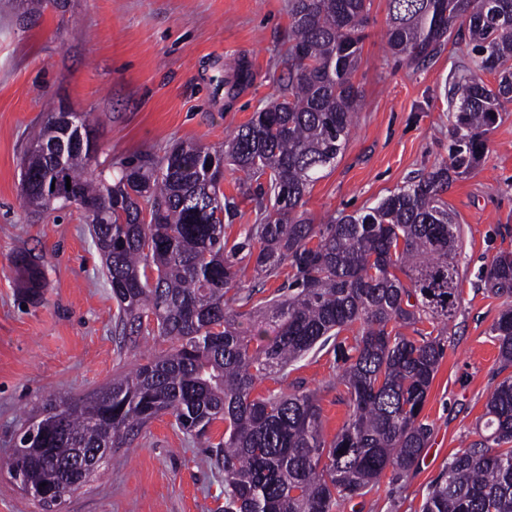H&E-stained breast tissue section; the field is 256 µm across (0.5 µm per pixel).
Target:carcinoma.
I'll use <instances>...</instances> for the list:
<instances>
[{"instance_id": "obj_1", "label": "carcinoma", "mask_w": 512, "mask_h": 512, "mask_svg": "<svg viewBox=\"0 0 512 512\" xmlns=\"http://www.w3.org/2000/svg\"><path fill=\"white\" fill-rule=\"evenodd\" d=\"M369 0H289L291 64L282 100L255 112L212 150L179 142L150 165L125 166L110 183L91 172L96 149L63 136L50 118L46 150L22 158V194L35 209L67 190L95 206L91 232L117 303L121 336H159L170 350L79 398L49 396L29 417L8 466L25 498L84 483L78 460L129 446L169 414L200 439L224 422V512H337L367 495L387 470H410L427 447L420 419L444 356L439 337L410 339L402 328L430 317L448 325L459 297L460 227L441 194L452 176L479 164L481 136L512 100V0H389L391 51L425 60L467 24L472 67L455 78L456 120L448 162L406 181L362 211L313 224L299 208L310 185L342 155L361 107L354 83ZM481 73L498 75L491 87ZM226 166L257 183L261 219L224 241L221 182ZM71 188H66V180ZM316 244H311L313 238ZM255 258L264 278L286 265V290L253 302L237 264ZM26 296L42 297L45 270L15 260ZM511 299L492 326L499 357L512 366V251L484 278ZM273 336L241 329L243 314ZM358 326L353 344L338 340ZM333 345L349 414L331 442L316 393L252 396L314 349ZM421 512H512V377L486 404L482 438L455 454L430 486Z\"/></svg>"}]
</instances>
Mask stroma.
I'll use <instances>...</instances> for the list:
<instances>
[{"mask_svg":"<svg viewBox=\"0 0 512 512\" xmlns=\"http://www.w3.org/2000/svg\"><path fill=\"white\" fill-rule=\"evenodd\" d=\"M388 0H370L354 82L363 108L341 158L310 186L304 211L312 223L373 206L410 177L448 158L455 113L449 90L470 67L465 43L448 42L424 63L389 49ZM288 0H49L27 13L0 0V512H40L22 495L4 462L30 411L51 394L80 397L113 374L169 349L162 338L122 340L117 303L89 228L73 205L37 211L23 201L21 160L46 124L50 107L86 116L97 145L94 172L116 178L123 165L157 159L175 142L220 148L255 112L281 97L288 77ZM254 75L235 95L224 77L239 64ZM484 158L443 195L460 226V300L443 331L445 346L421 412L428 445L400 480L383 476L340 512H420L431 481L456 452L477 441V424L502 368L490 330L506 300L484 287L486 270L512 250V102L483 137ZM225 170L222 189L234 204L224 221L234 240L256 221L255 198ZM24 251L43 263L38 305H25L13 265ZM332 348L312 351L272 390L315 391L325 440L349 412ZM184 435L171 415L154 419L134 441L107 456L96 476L67 499L65 512H221L224 470L217 444Z\"/></svg>","mask_w":512,"mask_h":512,"instance_id":"35a3bbf8","label":"stroma"}]
</instances>
